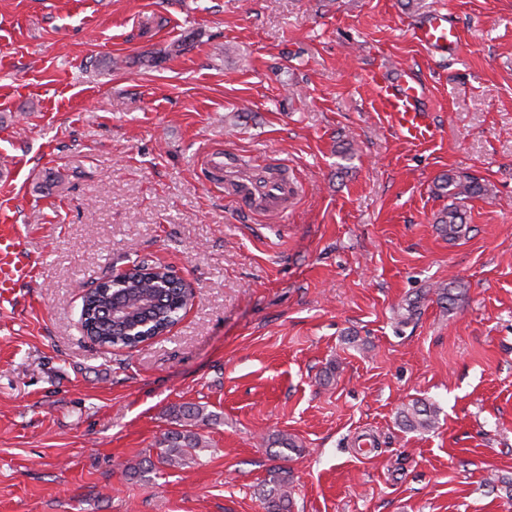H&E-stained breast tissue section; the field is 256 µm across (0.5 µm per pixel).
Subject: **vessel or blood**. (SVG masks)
Wrapping results in <instances>:
<instances>
[{"label":"vessel or blood","mask_w":512,"mask_h":512,"mask_svg":"<svg viewBox=\"0 0 512 512\" xmlns=\"http://www.w3.org/2000/svg\"><path fill=\"white\" fill-rule=\"evenodd\" d=\"M412 35L422 46L435 52L450 53L459 46L458 34L449 26L447 14L438 11L415 26ZM361 80L373 91L380 111L391 117L399 135L415 141L435 138L437 130L428 119L424 87L413 75L404 70L393 75L374 68L364 71ZM203 168L210 184L223 187L225 198L251 215L284 211L296 191L295 185L274 163L257 166L241 160L228 165L223 153L213 152L207 156Z\"/></svg>","instance_id":"b4317fda"}]
</instances>
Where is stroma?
I'll return each mask as SVG.
<instances>
[{"label":"stroma","instance_id":"obj_1","mask_svg":"<svg viewBox=\"0 0 512 512\" xmlns=\"http://www.w3.org/2000/svg\"><path fill=\"white\" fill-rule=\"evenodd\" d=\"M439 9L445 59L410 32ZM377 67L426 85L433 141ZM214 150L280 163L287 211L227 203ZM451 171L490 189L453 240ZM143 257L193 307L94 343L84 294ZM188 403L196 461L125 472ZM274 467L292 512H512V0H0V512H266ZM364 85L374 93L380 112H387L394 130L408 140H431L436 128L428 119V107L423 85L410 73L401 70L396 75L382 68L366 70L361 75ZM406 426L412 429H428L433 426L437 411L432 404L415 402L399 412Z\"/></svg>","mask_w":512,"mask_h":512}]
</instances>
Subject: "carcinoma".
<instances>
[{
    "mask_svg": "<svg viewBox=\"0 0 512 512\" xmlns=\"http://www.w3.org/2000/svg\"><path fill=\"white\" fill-rule=\"evenodd\" d=\"M435 189L448 195L451 204L439 218L448 238L459 237L464 224L462 203L488 193L481 179L469 175L448 173L441 176ZM166 276L158 267L146 261L121 284L107 288H92L83 298L81 325L87 337L101 346L135 347L145 338L161 335L180 317L184 293L181 288L156 287V280ZM437 411L431 404L415 402L400 410V417L412 429L433 426ZM206 420L203 410L194 404L179 407L175 421L178 428L168 431L160 442L158 463L182 468L193 459L192 451L201 440L190 430L192 422ZM266 512H290L288 476L276 470L262 490Z\"/></svg>",
    "mask_w": 512,
    "mask_h": 512,
    "instance_id": "carcinoma-1",
    "label": "carcinoma"
}]
</instances>
